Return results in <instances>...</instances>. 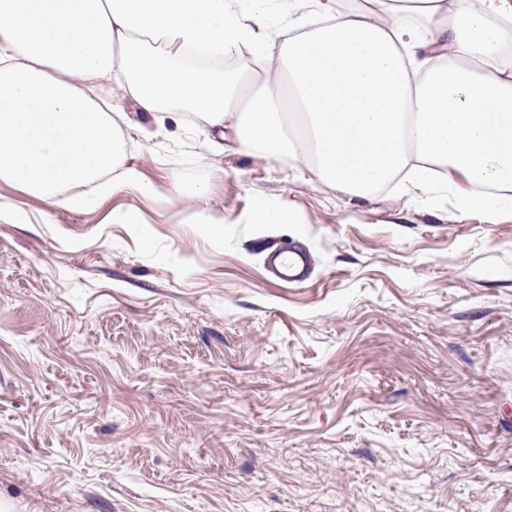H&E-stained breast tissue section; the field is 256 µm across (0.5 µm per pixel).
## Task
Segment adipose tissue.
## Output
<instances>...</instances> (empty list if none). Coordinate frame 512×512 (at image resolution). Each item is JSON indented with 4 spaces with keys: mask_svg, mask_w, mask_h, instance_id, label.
Here are the masks:
<instances>
[{
    "mask_svg": "<svg viewBox=\"0 0 512 512\" xmlns=\"http://www.w3.org/2000/svg\"><path fill=\"white\" fill-rule=\"evenodd\" d=\"M248 51L255 67L225 75ZM133 100L166 138L289 160L350 197L394 177L512 217V0H0V183L71 210L125 188L217 224L206 176L165 194L130 160Z\"/></svg>",
    "mask_w": 512,
    "mask_h": 512,
    "instance_id": "ef3b65f1",
    "label": "adipose tissue"
}]
</instances>
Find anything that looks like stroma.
<instances>
[{
  "instance_id": "35a3bbf8",
  "label": "stroma",
  "mask_w": 512,
  "mask_h": 512,
  "mask_svg": "<svg viewBox=\"0 0 512 512\" xmlns=\"http://www.w3.org/2000/svg\"><path fill=\"white\" fill-rule=\"evenodd\" d=\"M119 107L145 179L210 174L224 224L0 184V512H512V219L206 156L189 115L159 150ZM259 196L300 223H246ZM292 241L302 285L265 268Z\"/></svg>"
}]
</instances>
